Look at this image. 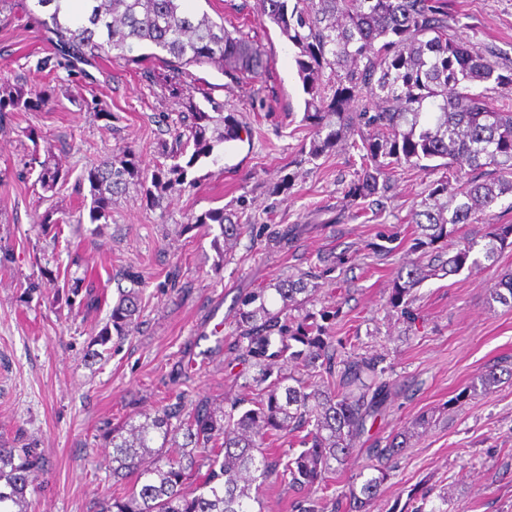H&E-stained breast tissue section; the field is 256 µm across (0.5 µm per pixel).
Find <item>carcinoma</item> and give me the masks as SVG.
<instances>
[{"instance_id":"cac0c4a2","label":"carcinoma","mask_w":512,"mask_h":512,"mask_svg":"<svg viewBox=\"0 0 512 512\" xmlns=\"http://www.w3.org/2000/svg\"><path fill=\"white\" fill-rule=\"evenodd\" d=\"M25 15L45 35L51 52L36 70L60 69L81 80L84 66L104 54L137 63L157 62L160 73L143 71L151 83L182 101L184 114L165 162L155 165L146 196L154 202L186 183L187 168L212 155L216 145L241 139L245 129L224 113L212 94L195 101L191 66L216 64L230 81L263 90V52L239 29L224 27L185 0H32ZM260 19L277 26L298 49L296 63L304 118L314 131L308 155L316 158L341 144L358 153L360 169L344 193L353 200L381 199L391 191L394 173L405 164L443 170L411 223L419 230L417 256L398 270L388 303L397 308L430 271L455 273L477 267L512 248V224H493L482 233L460 234L463 224L512 196V107H494L488 93L512 98V67L494 60L450 31L444 0H259ZM147 46L148 54L132 55ZM56 88L26 89L0 76V118L49 105ZM439 164H433L435 160ZM30 165L48 191L70 174L67 155L52 144L33 148ZM143 177L139 156L126 147L88 169L91 224L108 223L112 197ZM217 224L224 245L252 231L249 221L224 208L191 218ZM132 287L119 291L109 324L94 343L111 336L124 342L140 312L141 277L128 272ZM318 275L308 271L274 279L238 302L233 328L224 338L245 368L251 397L235 398L217 412L206 398L185 410L182 403L154 412L137 411L102 434L112 447V479H133L125 495L99 501L96 512H256L259 489L272 476L289 479L299 490L320 486L345 465L368 419L390 397L393 381L379 355H342L331 336L340 307L309 309ZM490 297L512 304V272L504 271ZM512 377V360L474 378L463 396L497 386ZM298 434L297 454L267 452L272 439ZM183 442H178V439ZM410 434H391L368 449L372 474L349 492L350 512H370L389 476L387 463L407 447ZM207 470H202V467ZM43 470L33 448L0 442V512H33L27 493Z\"/></svg>"}]
</instances>
